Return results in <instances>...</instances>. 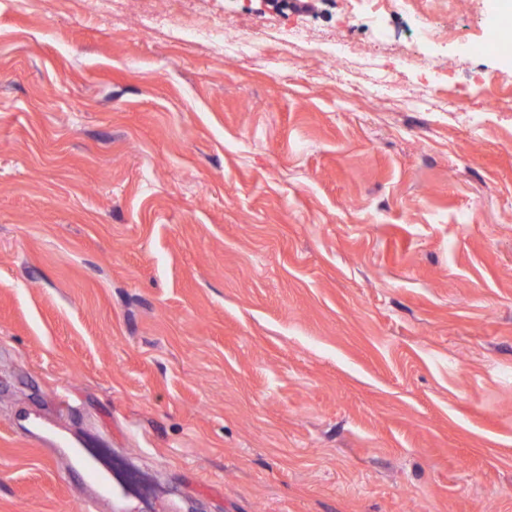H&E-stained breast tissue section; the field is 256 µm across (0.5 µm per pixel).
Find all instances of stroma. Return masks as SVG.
I'll return each mask as SVG.
<instances>
[{"label": "stroma", "mask_w": 512, "mask_h": 512, "mask_svg": "<svg viewBox=\"0 0 512 512\" xmlns=\"http://www.w3.org/2000/svg\"><path fill=\"white\" fill-rule=\"evenodd\" d=\"M138 10L0 0V512H80L76 451L94 512H512L499 0H295L275 66Z\"/></svg>", "instance_id": "obj_1"}]
</instances>
